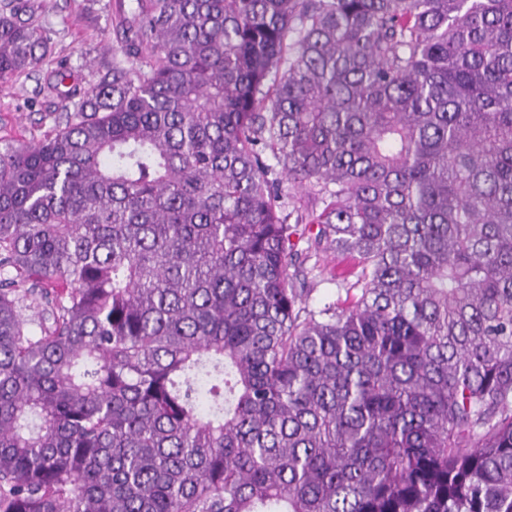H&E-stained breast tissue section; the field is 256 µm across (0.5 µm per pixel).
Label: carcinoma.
<instances>
[{
  "label": "carcinoma",
  "instance_id": "cac0c4a2",
  "mask_svg": "<svg viewBox=\"0 0 512 512\" xmlns=\"http://www.w3.org/2000/svg\"><path fill=\"white\" fill-rule=\"evenodd\" d=\"M112 33L0 152V512H512V0ZM46 50L0 0V82Z\"/></svg>",
  "mask_w": 512,
  "mask_h": 512
}]
</instances>
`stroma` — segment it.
<instances>
[{
  "mask_svg": "<svg viewBox=\"0 0 512 512\" xmlns=\"http://www.w3.org/2000/svg\"><path fill=\"white\" fill-rule=\"evenodd\" d=\"M113 3L29 0L48 36V53L36 68L0 84V148L37 142L64 121L67 101L47 90L58 63H68L85 88L111 67Z\"/></svg>",
  "mask_w": 512,
  "mask_h": 512,
  "instance_id": "35a3bbf8",
  "label": "stroma"
}]
</instances>
